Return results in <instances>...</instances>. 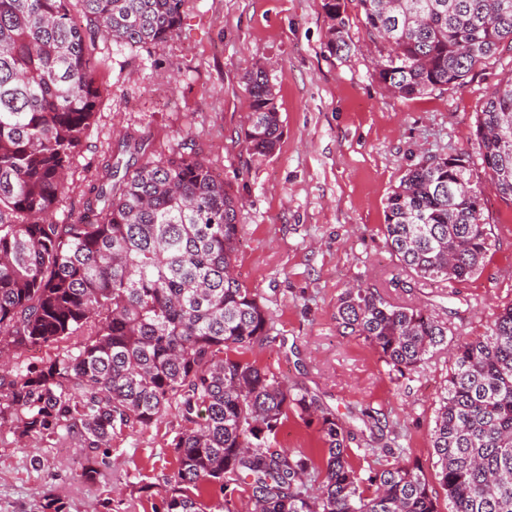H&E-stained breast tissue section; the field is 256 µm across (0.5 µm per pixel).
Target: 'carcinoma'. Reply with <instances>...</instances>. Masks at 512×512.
<instances>
[{"label": "carcinoma", "mask_w": 512, "mask_h": 512, "mask_svg": "<svg viewBox=\"0 0 512 512\" xmlns=\"http://www.w3.org/2000/svg\"><path fill=\"white\" fill-rule=\"evenodd\" d=\"M369 35L386 44L374 80L411 99L460 85L512 40V0H358ZM182 0H0V355L55 346L41 366L0 376V429L19 442L84 449L83 474L107 458L112 436L147 429L170 409L180 420L178 466L155 512H512V303L487 333L455 335L426 306H399L375 288L336 301L341 335L377 351L394 379L448 350V384L430 433L436 479L389 451L362 471L351 445L374 441L380 419L345 418L247 354L275 322L239 279L240 200L194 147L167 161L121 162L97 176L90 216L51 219L70 161L82 148L102 85L87 39L120 47L163 41ZM327 51L349 50L346 0H323ZM242 142L279 146L282 121L262 69L244 74ZM485 174L512 201V75L491 92L476 125ZM481 191L463 155L420 161L388 195L386 242L414 288L477 275L492 247ZM293 416L315 427L317 451L277 448ZM223 495L207 508L208 486Z\"/></svg>", "instance_id": "obj_1"}]
</instances>
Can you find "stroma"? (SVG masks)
Wrapping results in <instances>:
<instances>
[{"mask_svg": "<svg viewBox=\"0 0 512 512\" xmlns=\"http://www.w3.org/2000/svg\"><path fill=\"white\" fill-rule=\"evenodd\" d=\"M350 51L332 56L322 0H184L183 25L137 49L99 40L89 51L103 67L99 99L73 158L54 217L86 218L92 179L113 163L122 140L146 144L143 160H164L195 144L241 202L237 270L264 297L278 338L255 349L259 367L316 394L339 413L371 407L384 414L410 460L435 475L430 446L448 357L438 352L396 380L379 354L342 336L333 318L340 293L375 285L398 304L428 301L456 334H484L512 302V202L485 175L474 146L476 120L500 79L512 74V44L476 66L464 83L414 99L387 94L372 77L380 46L367 33L358 0H347ZM259 63L277 94L283 122L278 149L247 151L249 111L243 74ZM465 154L482 191L493 247L480 274L454 288L403 287L384 235V203L407 170L426 157ZM175 413L149 429L116 434L112 454L82 474L76 443L15 445L0 434V512H154L177 467Z\"/></svg>", "mask_w": 512, "mask_h": 512, "instance_id": "obj_1", "label": "stroma"}]
</instances>
